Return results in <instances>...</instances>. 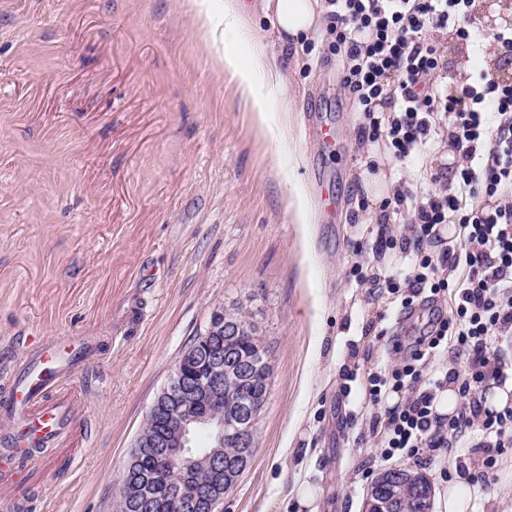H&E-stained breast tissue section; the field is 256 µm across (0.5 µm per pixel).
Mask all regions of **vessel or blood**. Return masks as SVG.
Returning a JSON list of instances; mask_svg holds the SVG:
<instances>
[{"label": "vessel or blood", "instance_id": "obj_1", "mask_svg": "<svg viewBox=\"0 0 512 512\" xmlns=\"http://www.w3.org/2000/svg\"><path fill=\"white\" fill-rule=\"evenodd\" d=\"M78 339L71 336L59 345L39 343L36 361L26 364L0 400V442L14 448L17 463L0 467V512H9L19 484L21 467L30 465L24 451L29 447L59 448L64 458L76 460V445L82 436L83 393L68 381L80 369Z\"/></svg>", "mask_w": 512, "mask_h": 512}]
</instances>
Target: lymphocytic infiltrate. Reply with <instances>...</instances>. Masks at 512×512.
Returning a JSON list of instances; mask_svg holds the SVG:
<instances>
[{"label":"lymphocytic infiltrate","mask_w":512,"mask_h":512,"mask_svg":"<svg viewBox=\"0 0 512 512\" xmlns=\"http://www.w3.org/2000/svg\"><path fill=\"white\" fill-rule=\"evenodd\" d=\"M330 49L342 61L341 83L358 113L359 136L384 141L397 162L448 147L449 161L430 176L432 191L398 187L385 208L403 216L409 234L379 243L408 255L412 273L378 277L355 265L350 274L371 293H388L408 308L420 300L455 304L438 313L402 349L400 362L373 374L365 389L380 403L387 389L408 390L382 434L384 459L433 462L442 451L467 448L469 479L486 483L502 449L512 447V407L486 409L489 382L512 380V362L498 346L512 335V75L483 69L447 77L441 47L451 37L482 43L471 21L476 0H328ZM387 111L379 121L378 111ZM454 237H445L447 226ZM448 353L464 370L430 379L431 358ZM456 383L459 410H434L437 390ZM486 440L467 444L472 428Z\"/></svg>","instance_id":"lymphocytic-infiltrate-1"}]
</instances>
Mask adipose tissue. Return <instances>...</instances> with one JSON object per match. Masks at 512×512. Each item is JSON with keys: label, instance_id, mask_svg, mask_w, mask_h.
Masks as SVG:
<instances>
[{"label": "adipose tissue", "instance_id": "1", "mask_svg": "<svg viewBox=\"0 0 512 512\" xmlns=\"http://www.w3.org/2000/svg\"><path fill=\"white\" fill-rule=\"evenodd\" d=\"M259 9L271 29L259 42L255 54L246 61L232 55L218 61L220 68L237 76L243 94L248 96L253 93V73L264 70L273 77H282L284 51L300 52L305 40L323 28L329 11L326 0H260Z\"/></svg>", "mask_w": 512, "mask_h": 512}]
</instances>
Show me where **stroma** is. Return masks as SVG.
Returning <instances> with one entry per match:
<instances>
[{
    "instance_id": "35a3bbf8",
    "label": "stroma",
    "mask_w": 512,
    "mask_h": 512,
    "mask_svg": "<svg viewBox=\"0 0 512 512\" xmlns=\"http://www.w3.org/2000/svg\"><path fill=\"white\" fill-rule=\"evenodd\" d=\"M245 32L213 16L202 41L177 0H0V383L26 339L85 337L75 382L88 388L84 454L46 470L23 512H113L119 476L154 399L214 311L252 313L273 350L251 461L223 512H362L367 488L398 460L370 431L384 408L365 396L399 330L393 296L368 300L353 265L390 273L369 223L366 147L329 35L286 58L284 84L252 79L256 125L225 51L248 58L269 25ZM291 121V151L276 149ZM337 127L327 151L316 129ZM329 194L338 217L297 224L289 197ZM357 380L345 385L344 370ZM473 512H512V447Z\"/></svg>"
}]
</instances>
